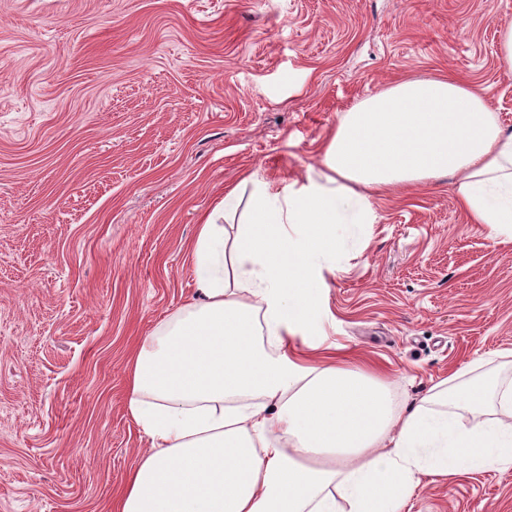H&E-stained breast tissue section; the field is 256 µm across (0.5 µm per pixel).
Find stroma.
Segmentation results:
<instances>
[{"label": "stroma", "mask_w": 512, "mask_h": 512, "mask_svg": "<svg viewBox=\"0 0 512 512\" xmlns=\"http://www.w3.org/2000/svg\"><path fill=\"white\" fill-rule=\"evenodd\" d=\"M512 0H0V512H117L146 439L142 337L195 294L204 216L320 170L341 114L450 75L512 130ZM324 332L398 404L512 379V242L453 179L372 200ZM403 512H512V469L424 479Z\"/></svg>", "instance_id": "obj_1"}]
</instances>
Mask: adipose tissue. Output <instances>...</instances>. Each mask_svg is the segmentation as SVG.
<instances>
[{
    "label": "adipose tissue",
    "instance_id": "adipose-tissue-1",
    "mask_svg": "<svg viewBox=\"0 0 512 512\" xmlns=\"http://www.w3.org/2000/svg\"><path fill=\"white\" fill-rule=\"evenodd\" d=\"M443 176L470 223L512 241V131L453 77L403 80L341 115L323 171L255 182L232 230L200 224L196 297L132 362L148 446L119 512H403L424 478L512 466L511 381L487 409L444 380L397 407L318 333L322 271L367 242L372 194Z\"/></svg>",
    "mask_w": 512,
    "mask_h": 512
}]
</instances>
